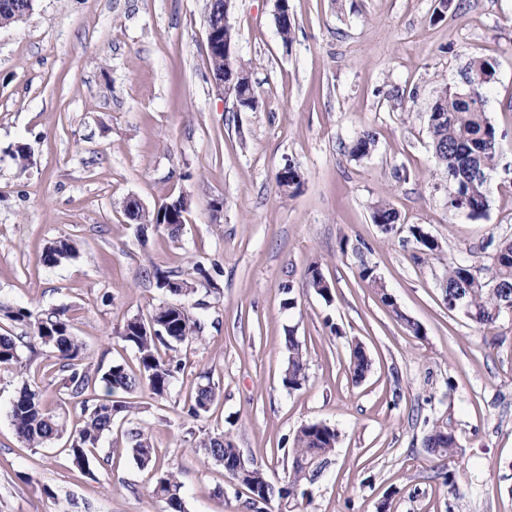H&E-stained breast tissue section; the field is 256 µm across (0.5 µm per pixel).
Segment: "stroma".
I'll return each instance as SVG.
<instances>
[{
	"instance_id": "stroma-1",
	"label": "stroma",
	"mask_w": 512,
	"mask_h": 512,
	"mask_svg": "<svg viewBox=\"0 0 512 512\" xmlns=\"http://www.w3.org/2000/svg\"><path fill=\"white\" fill-rule=\"evenodd\" d=\"M207 4L35 0L26 20L0 28V334L14 337L39 386L59 390L50 350L4 310L68 308L86 364L132 367L117 331L163 298L144 269L199 266L217 286L185 301L206 303L207 326L202 341L179 345L170 394L133 393L137 413L115 416L91 476L70 470L63 441L24 447L9 418L21 377L0 370V512H162L156 472L126 452L134 428L175 465L186 512H251L247 491L199 439L230 434L282 485L294 434L318 421L337 426L341 441L291 512H378L386 500L389 512H512V313L475 325L438 287L453 261L469 258L482 273L486 241L512 238V0H290L287 46L274 0H235L254 112L234 111L210 81ZM475 58L494 67L485 111L498 133L490 207L476 219L449 210L427 126L440 84L464 91ZM365 130L377 144L357 159L348 146ZM20 144L29 164L11 157ZM288 163L303 175L292 197L275 182ZM131 196L149 209L184 197L179 237L140 234L123 212ZM215 198L224 201L217 221ZM381 200L399 216L394 232L373 222ZM415 225L440 252L420 253ZM61 239L74 258L47 266L45 250ZM363 260L404 320L359 278ZM314 263L329 298L306 284ZM291 297L296 307L285 308ZM290 333L306 359L295 391L281 382ZM354 340L372 360L357 385ZM207 382L218 398L192 420L182 408ZM437 419L459 442L449 463L424 446ZM451 470L456 498L444 479ZM275 13L280 15L278 6L282 3L280 6L281 9V16L282 20L279 22V24L276 23L277 31L280 36V39L283 43V45H290L293 41V33H294V22L291 18V5L289 0H275Z\"/></svg>"
}]
</instances>
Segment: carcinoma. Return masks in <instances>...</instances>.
Here are the masks:
<instances>
[{
	"label": "carcinoma",
	"instance_id": "cac0c4a2",
	"mask_svg": "<svg viewBox=\"0 0 512 512\" xmlns=\"http://www.w3.org/2000/svg\"><path fill=\"white\" fill-rule=\"evenodd\" d=\"M29 0H0V25H13L14 12L27 7ZM282 20L277 31L284 46L293 41L294 22L291 18L289 0L280 6ZM229 39L232 55L217 54L208 57L212 73H222L225 59L234 60L232 73L248 72L246 64L236 50L235 30L224 29ZM494 75L493 65L481 58L471 61L465 76L467 91L452 92L444 86L439 91L428 115V131L436 162L448 174V207L470 217L483 216L489 208L487 191L489 172L495 167L497 130L485 112L484 87ZM375 134L364 131L350 144L349 154L364 157L375 147ZM279 188L292 196L297 193L303 179L299 168L288 164V181L276 174ZM183 201L168 207L163 205L153 211L135 209L127 219L145 232L150 228L164 227L172 237L178 235L180 210ZM374 223L383 231L394 230L398 221L397 212L386 201L374 206ZM410 233L422 254L429 256L441 248L439 241L421 227L413 226ZM494 247L490 264L485 274L473 272L468 259L462 257L448 266V273L440 282L448 310L460 311L473 323L487 326L495 323L512 308V241L494 243L489 240L486 247ZM75 248L67 240H59L46 250L43 262L52 267L74 256ZM358 275L361 280L380 291L383 301L396 317L404 320L408 330L415 336L422 335L421 326L405 317L393 296L387 294L382 278L364 259H359ZM144 277L152 281L168 299L152 308L148 317H134L124 322L118 331L119 338L135 352L137 368L131 369L122 363L108 368H90L80 362L82 345L72 333L69 309L58 308L36 314L20 307L4 312L10 321L28 327L33 339L51 349L52 368L60 379L62 389L72 402L80 406L81 418L74 429L67 430V420L51 409L46 391L23 380L9 410L15 432L28 448H38L68 434L64 451L72 466L83 475L91 474L90 464L94 450L102 437L112 431L115 415L131 412L133 406L118 400L120 393L132 394L145 390L154 399L168 397L170 389L182 370L181 360L173 355L175 348L187 341L200 338L205 328L204 318L193 315L181 299L197 292L199 281L180 273L163 270L155 265L144 271ZM323 279L318 265L308 267L307 286L327 299L330 289L320 287ZM288 364L282 374V385L290 390L300 389L306 381V364L302 345L293 333L286 338ZM16 367L19 373L27 370L18 354L14 337L0 334V367ZM371 369V359L361 343L350 345L348 372L355 384L362 382ZM217 398L215 387L200 385L183 406L186 416L199 419L205 416ZM428 452L439 461L452 458L457 449V437L435 420L427 434ZM340 432L326 422H312L302 426L292 439V464L288 483L276 486L271 483L264 470L253 466V472L244 475L237 470L238 448L233 439L224 434H204L199 447L204 454L224 465V470L233 484L244 487L250 494L248 505L254 512H265V506L273 500L291 501L306 498V486L313 484L325 469L329 456L335 450ZM128 452L141 468L160 471L152 494L163 503L165 512H185L182 484L175 468L161 461L153 448L151 437L142 429L131 433Z\"/></svg>",
	"mask_w": 512,
	"mask_h": 512
}]
</instances>
